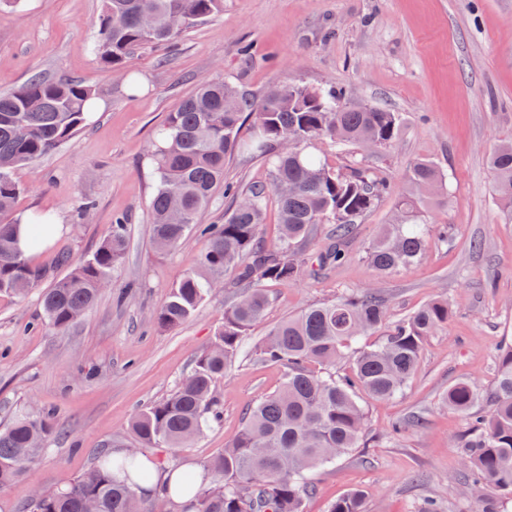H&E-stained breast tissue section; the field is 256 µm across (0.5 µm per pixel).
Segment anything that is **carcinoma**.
Segmentation results:
<instances>
[{
    "label": "carcinoma",
    "instance_id": "obj_1",
    "mask_svg": "<svg viewBox=\"0 0 512 512\" xmlns=\"http://www.w3.org/2000/svg\"><path fill=\"white\" fill-rule=\"evenodd\" d=\"M223 13L224 0H103L92 51L119 68L132 50L173 45L187 28ZM92 96L79 80L37 74L20 89L0 93V295L22 298L41 278L18 245L20 221L13 214L22 188L12 171L71 141ZM262 97L265 104L258 109L257 95L225 81H202L168 114L155 144L150 230L158 250L176 248L218 192L231 200L224 223L199 226L207 246L172 287L156 322L161 328L186 322L232 274L243 291L224 309V326L176 390L135 415L133 454L106 456L68 487L40 492L28 512H83L88 502L97 512H141L140 489L154 473L139 455L148 448H187L222 421L215 387L271 304L269 284L301 276L302 241L324 224L332 246L317 256L318 266L344 261L357 221L390 190L386 177L365 166L329 167L317 144L386 148L399 138V113L299 83L272 87ZM247 118L251 131L243 137ZM236 153L270 163L281 227L273 246L259 235L267 187L244 191L224 183V164ZM490 164L494 199L505 223L512 224V140L494 147ZM433 206L448 207L446 182L432 160L419 159L406 175L393 220L362 254L377 276L423 261L429 237L442 245L452 242L448 225L426 220ZM26 224L31 250L53 229L43 214ZM125 226L124 218H115L91 257L42 290L49 327L64 332L93 306L124 255ZM450 313L448 300L437 299L389 325L385 298L364 288L283 320L259 348L263 360L285 368L283 382L246 412L241 432L208 461L210 487L199 490L196 475L181 472L173 492L194 495L193 512H303L305 497L315 491L309 472L361 447L364 400H389L403 390L425 340L448 323ZM384 325L377 342L360 344ZM341 364L348 372L338 376ZM445 401L466 421L457 444L467 477L495 492L478 512H497L498 500H512V346L499 354L490 391L458 381L448 387ZM54 415L55 409L44 407L0 428V489L37 461ZM329 512H364L363 493L337 499Z\"/></svg>",
    "mask_w": 512,
    "mask_h": 512
}]
</instances>
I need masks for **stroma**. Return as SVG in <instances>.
<instances>
[{
  "mask_svg": "<svg viewBox=\"0 0 512 512\" xmlns=\"http://www.w3.org/2000/svg\"><path fill=\"white\" fill-rule=\"evenodd\" d=\"M101 12L102 0L0 6V92L38 73L81 80L104 104L71 141L12 172L22 188L16 217L51 214L57 231L27 256L43 274L37 289L21 300L0 296V425L40 407H55L57 416L36 463L0 489V512H24L36 492L66 488L113 443L130 446L133 417L190 373L240 294L226 279L182 325H156L206 241L192 231L175 250H155L153 145L169 112L206 79L257 95L298 81L399 113L401 134L390 148L320 145L329 166L379 169L393 191L358 221L350 259L273 285V304L218 385L221 425L178 456L153 448L146 460L159 473L204 466L223 451L246 410L282 382L283 367L263 361L259 345L289 316L356 288L378 289L393 321L444 298L452 315L425 342L414 377L396 398L366 401L367 447L313 471L316 491L304 512H328L356 489L365 512H418L427 500L441 512H474L454 445L463 421L443 398L460 380L489 391L500 350L512 344V224L501 221L487 160L495 144L512 140V0H224L223 15L187 29L176 46L136 50L123 71L90 49ZM423 158L448 184L447 209L428 220L450 226L454 239L430 244L420 264L376 278L359 253ZM88 200L94 208L85 215ZM119 214L128 218L127 246L111 286L75 326L57 332L42 318L41 289L93 254Z\"/></svg>",
  "mask_w": 512,
  "mask_h": 512,
  "instance_id": "stroma-1",
  "label": "stroma"
}]
</instances>
